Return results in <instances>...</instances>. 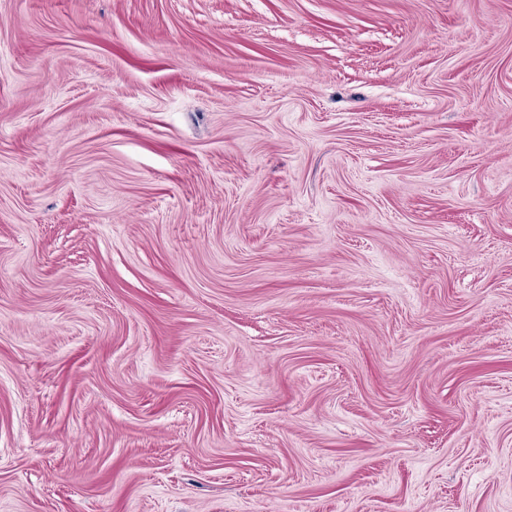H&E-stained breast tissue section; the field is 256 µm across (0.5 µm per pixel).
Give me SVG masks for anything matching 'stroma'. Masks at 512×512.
<instances>
[{"instance_id":"stroma-1","label":"stroma","mask_w":512,"mask_h":512,"mask_svg":"<svg viewBox=\"0 0 512 512\" xmlns=\"http://www.w3.org/2000/svg\"><path fill=\"white\" fill-rule=\"evenodd\" d=\"M0 512H512V0H0Z\"/></svg>"}]
</instances>
